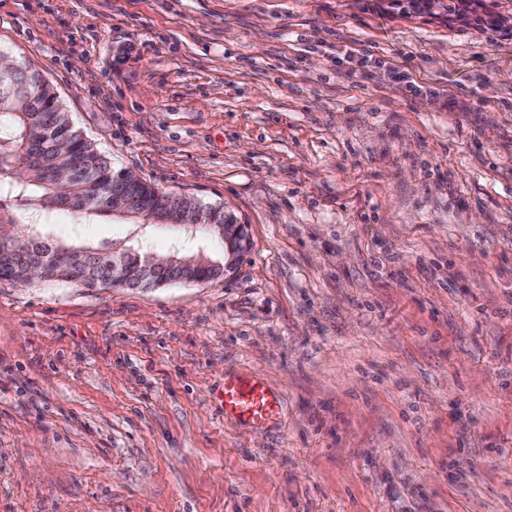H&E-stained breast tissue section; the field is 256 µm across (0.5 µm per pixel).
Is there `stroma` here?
<instances>
[{"mask_svg": "<svg viewBox=\"0 0 512 512\" xmlns=\"http://www.w3.org/2000/svg\"><path fill=\"white\" fill-rule=\"evenodd\" d=\"M406 3L0 0L114 168L249 235L204 283L0 282V512H512V28ZM223 410L227 418L267 426L280 417L281 399L257 377L238 375L224 381Z\"/></svg>", "mask_w": 512, "mask_h": 512, "instance_id": "stroma-1", "label": "stroma"}]
</instances>
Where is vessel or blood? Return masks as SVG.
I'll return each instance as SVG.
<instances>
[{"mask_svg": "<svg viewBox=\"0 0 512 512\" xmlns=\"http://www.w3.org/2000/svg\"><path fill=\"white\" fill-rule=\"evenodd\" d=\"M225 417L252 426H266L281 414V399L262 380L252 375L225 379L223 393Z\"/></svg>", "mask_w": 512, "mask_h": 512, "instance_id": "vessel-or-blood-1", "label": "vessel or blood"}]
</instances>
